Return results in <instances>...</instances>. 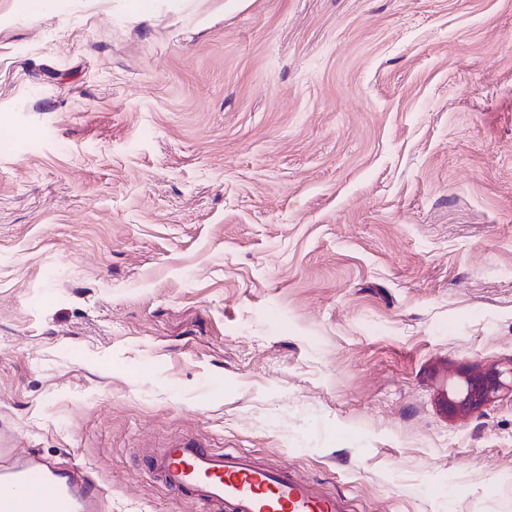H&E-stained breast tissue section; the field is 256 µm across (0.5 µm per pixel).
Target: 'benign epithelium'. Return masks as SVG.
<instances>
[{
	"mask_svg": "<svg viewBox=\"0 0 512 512\" xmlns=\"http://www.w3.org/2000/svg\"><path fill=\"white\" fill-rule=\"evenodd\" d=\"M463 384L454 385L441 393V406L450 417L464 419L496 401L502 393L512 394V363L473 366L458 372Z\"/></svg>",
	"mask_w": 512,
	"mask_h": 512,
	"instance_id": "7a95c632",
	"label": "benign epithelium"
}]
</instances>
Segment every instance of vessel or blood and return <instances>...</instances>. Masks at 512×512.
<instances>
[{
    "instance_id": "b4317fda",
    "label": "vessel or blood",
    "mask_w": 512,
    "mask_h": 512,
    "mask_svg": "<svg viewBox=\"0 0 512 512\" xmlns=\"http://www.w3.org/2000/svg\"><path fill=\"white\" fill-rule=\"evenodd\" d=\"M152 473L168 488L190 491L211 512H345L341 500L287 470L191 439L158 449ZM0 512H101V493L88 476L62 475L52 460L23 461L2 447Z\"/></svg>"
}]
</instances>
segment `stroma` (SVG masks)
<instances>
[{"mask_svg": "<svg viewBox=\"0 0 512 512\" xmlns=\"http://www.w3.org/2000/svg\"><path fill=\"white\" fill-rule=\"evenodd\" d=\"M511 360L512 0H0V442L512 512V396L437 399ZM457 374L463 384L441 393V406L448 417L467 418L495 402L502 393L512 395V361L507 368H500L498 364L473 366Z\"/></svg>", "mask_w": 512, "mask_h": 512, "instance_id": "obj_1", "label": "stroma"}]
</instances>
